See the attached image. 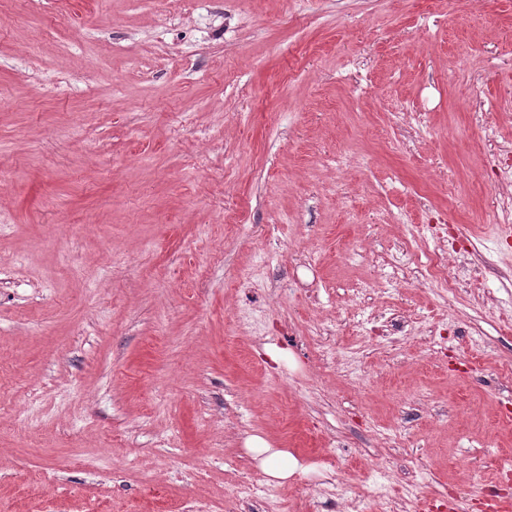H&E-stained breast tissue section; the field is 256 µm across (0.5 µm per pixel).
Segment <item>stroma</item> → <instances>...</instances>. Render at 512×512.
Returning <instances> with one entry per match:
<instances>
[{
  "mask_svg": "<svg viewBox=\"0 0 512 512\" xmlns=\"http://www.w3.org/2000/svg\"><path fill=\"white\" fill-rule=\"evenodd\" d=\"M502 149L512 0H0V512H478ZM246 444L258 454L269 453L262 460V466L265 473L273 479L286 480L297 467L296 463L288 461V452L271 448L269 443L261 437L251 436Z\"/></svg>",
  "mask_w": 512,
  "mask_h": 512,
  "instance_id": "obj_1",
  "label": "stroma"
}]
</instances>
